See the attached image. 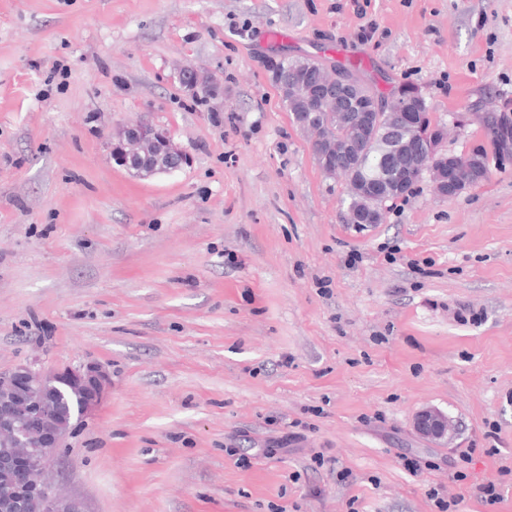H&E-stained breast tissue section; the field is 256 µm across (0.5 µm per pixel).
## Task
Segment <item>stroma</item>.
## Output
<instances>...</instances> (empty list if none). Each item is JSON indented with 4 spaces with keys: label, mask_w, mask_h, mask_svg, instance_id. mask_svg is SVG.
I'll return each instance as SVG.
<instances>
[{
    "label": "stroma",
    "mask_w": 512,
    "mask_h": 512,
    "mask_svg": "<svg viewBox=\"0 0 512 512\" xmlns=\"http://www.w3.org/2000/svg\"><path fill=\"white\" fill-rule=\"evenodd\" d=\"M283 55L418 87L442 150L484 149L488 177L453 199L424 179L347 223V178L272 79ZM184 68L218 96L193 99ZM510 100L512 0H0V371L110 379L44 463L57 493L84 512H436L437 487L486 512L472 490L492 481L512 512V160L471 120ZM142 120L187 164L120 166L113 139ZM426 408L448 440L416 431Z\"/></svg>",
    "instance_id": "1"
}]
</instances>
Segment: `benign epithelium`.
Here are the masks:
<instances>
[{
    "label": "benign epithelium",
    "instance_id": "obj_1",
    "mask_svg": "<svg viewBox=\"0 0 512 512\" xmlns=\"http://www.w3.org/2000/svg\"><path fill=\"white\" fill-rule=\"evenodd\" d=\"M356 78L341 70L334 72L330 80L317 86L322 99L334 100L336 105H345L356 113V121L350 133L336 141H327L317 151L315 157L322 170L334 169V156L353 169L358 162V147L366 140L373 139L385 119V115L375 111L374 103L365 101L358 93ZM400 125L413 131L407 141L393 144L385 153V163L391 170L396 191L405 189L411 178V170L400 162V157L413 153H424L429 157L428 166L420 168L433 184L435 192L444 198H454L461 193L458 180L448 176V167L455 164L467 165L471 155L462 153L455 157H442L434 151L432 136L438 127L430 125L424 130L419 121L420 114L408 110L397 112ZM502 130L495 143L496 149L512 155V109L500 106L497 113ZM151 142L158 152L175 161L176 167L187 163L188 156L165 132L152 124L138 123L121 136V163L129 171L140 176L155 174L153 157L142 149ZM386 204H381L360 213H351L355 224H377L384 219ZM109 384L107 372L97 363H87L62 373L47 374L31 365L20 366L9 372H0V438L7 437L13 444L10 455L0 459V477L13 480L16 495L5 505L11 512H26L31 505L40 512H84L79 501L59 497L42 478L46 457L60 446L63 438L74 426L96 410L101 403ZM75 393L81 398L79 411L69 416L64 423L55 412L64 397L63 390ZM26 418L42 426L39 447L42 452L34 457L27 445V433L19 425ZM416 430L429 438L443 439L451 436L452 428L447 415L425 409L415 418Z\"/></svg>",
    "mask_w": 512,
    "mask_h": 512
}]
</instances>
